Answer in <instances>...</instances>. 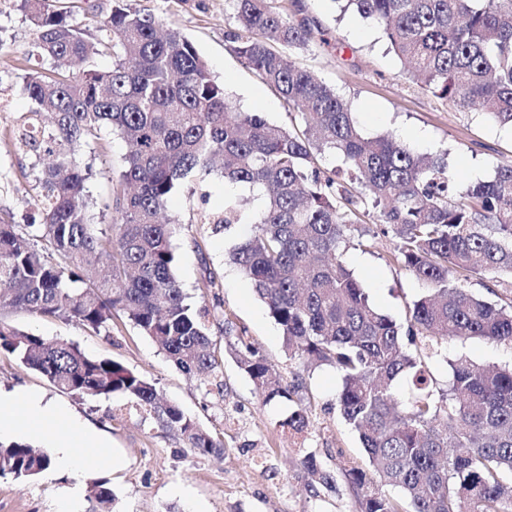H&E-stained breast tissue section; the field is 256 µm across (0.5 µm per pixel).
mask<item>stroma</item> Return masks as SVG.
<instances>
[{"label":"stroma","mask_w":512,"mask_h":512,"mask_svg":"<svg viewBox=\"0 0 512 512\" xmlns=\"http://www.w3.org/2000/svg\"><path fill=\"white\" fill-rule=\"evenodd\" d=\"M293 20L308 19L323 31L290 59L313 72L349 101L366 138L395 134L410 149L448 154V174L458 191L488 179L497 166L512 164V130L474 112L458 111L412 81L389 51L379 30L339 0H279ZM128 6L154 15L177 28L207 60L214 78L243 112H260L286 126L290 119L279 98L232 51L226 33L235 27L233 0H127ZM38 32L20 10L18 0H0V219L14 224L40 221L41 196L36 179L43 165L19 149L14 128L32 108L23 92L26 75L49 68L36 52ZM127 145L104 129L96 148L91 202L103 207L112 195V171L120 166ZM230 187L219 175L179 188L167 205L183 223L173 240L176 274L192 304L212 307L217 371L223 388L201 383L177 369L160 347L142 335L124 315L109 328L94 330L75 321L41 316L24 309L7 316L10 325L48 340L77 345L85 354L121 362L152 382L162 397L179 406L215 439L221 452L194 455L182 435L163 427L152 413L136 408L119 393L104 398L76 397L60 391L18 358L0 351V389L24 387L61 406L69 416L96 429L122 458L120 469L63 472L17 479L0 476V512H57L64 488L89 489L97 478L108 480L115 495L111 512H357L361 489L346 470L368 469L357 433L342 419L336 402L339 375L327 366L304 368L289 359L279 326L256 295L252 283L227 261L229 248L249 230L236 226L225 233L199 230L200 213H218ZM396 240L373 221L348 228L341 245L343 259L365 286L372 304L403 322L421 283L401 265L390 262ZM217 285H206L208 277ZM231 318L234 332L255 345L277 365L284 381L301 373L309 424L304 433L284 429L292 410L287 400L265 401L227 351L219 319ZM444 360L433 363L439 385L448 381L447 359L466 354L472 361L501 364L512 360V345L473 338L452 341ZM315 453L321 470L335 478L334 492L318 497L307 490L304 453Z\"/></svg>","instance_id":"obj_1"}]
</instances>
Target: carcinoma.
<instances>
[{
  "instance_id": "cac0c4a2",
  "label": "carcinoma",
  "mask_w": 512,
  "mask_h": 512,
  "mask_svg": "<svg viewBox=\"0 0 512 512\" xmlns=\"http://www.w3.org/2000/svg\"><path fill=\"white\" fill-rule=\"evenodd\" d=\"M21 2L39 30L38 55L53 66L29 73L23 87L34 108L17 139L46 162L37 179L43 206L38 224H0V316L20 307L97 330L121 312L177 368L210 382L218 368L211 312L188 303L172 246L179 223L163 214L182 180L218 170L260 190L262 204L252 211L229 197L201 223L214 233L252 226L230 261L280 326L288 357L340 373V413L380 483L360 512H402L384 487L401 492L409 512H512V364L480 367L460 356L445 390L429 367L448 341L512 343V164L456 199L447 154H416L389 134L364 138L347 100L287 62L313 31L276 0H234L238 30L226 38L302 121L297 129L239 111L192 42L125 0L97 22L94 44L53 0ZM348 10L376 24L421 88L512 128V0H344ZM103 54L111 67L74 69ZM107 126L129 150L96 213L84 155ZM327 153L341 166L322 168ZM372 213L396 238L392 260L425 285L405 326L370 303L342 260L345 230ZM471 279L496 300L466 288ZM223 332L265 401L295 402L283 425L303 431L302 375L283 382L257 347L230 340L231 321ZM0 350L72 395L124 394L195 454L224 447L120 362L2 319ZM400 380L410 390L405 406L394 393ZM49 465L26 442L0 443L1 476L32 479ZM301 465L314 477L312 496L335 489L313 455ZM90 493L102 508L113 498L105 479Z\"/></svg>"
}]
</instances>
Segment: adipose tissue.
Instances as JSON below:
<instances>
[{
  "label": "adipose tissue",
  "instance_id": "ef3b65f1",
  "mask_svg": "<svg viewBox=\"0 0 512 512\" xmlns=\"http://www.w3.org/2000/svg\"><path fill=\"white\" fill-rule=\"evenodd\" d=\"M63 423L67 437L46 439L42 426ZM25 432L34 440H48L56 469H88L120 466L121 458L96 431L66 417L58 405L46 402L39 393L18 388L0 391V437Z\"/></svg>",
  "mask_w": 512,
  "mask_h": 512
}]
</instances>
